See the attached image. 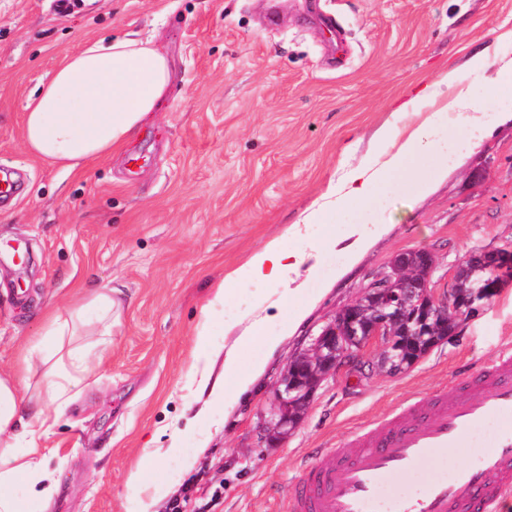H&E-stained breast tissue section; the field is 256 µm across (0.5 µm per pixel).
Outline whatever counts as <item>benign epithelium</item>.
Here are the masks:
<instances>
[{
    "label": "benign epithelium",
    "instance_id": "obj_1",
    "mask_svg": "<svg viewBox=\"0 0 512 512\" xmlns=\"http://www.w3.org/2000/svg\"><path fill=\"white\" fill-rule=\"evenodd\" d=\"M470 260L475 266L492 270L493 276L470 291L461 292L464 266L460 264L452 274L448 289L437 293L432 281L436 264L431 254L419 253L414 263L404 253L397 255L389 270L367 284L359 300L337 311L312 345L288 361L274 384L273 407L262 425L264 441L280 440L294 430L317 387L335 374L346 359L375 346L380 369L401 373L413 366L425 352H418L414 357L403 356L396 325L411 327V333L427 337L429 347L433 348L454 335L461 320L479 315L485 301L505 284L512 283L511 248L482 251ZM375 295L382 297V308L364 325L360 322L359 308ZM450 310L454 315L447 321L448 330L441 336H426L431 331V317L445 315Z\"/></svg>",
    "mask_w": 512,
    "mask_h": 512
}]
</instances>
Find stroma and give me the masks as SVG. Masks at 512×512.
Listing matches in <instances>:
<instances>
[{
    "mask_svg": "<svg viewBox=\"0 0 512 512\" xmlns=\"http://www.w3.org/2000/svg\"><path fill=\"white\" fill-rule=\"evenodd\" d=\"M277 14L269 26L268 14ZM332 18L336 29L323 21ZM137 32L167 56L172 83L160 112L119 153L69 174L23 141L28 101L87 40ZM498 45L512 57V0H0V170L13 173L0 202V374L14 373L43 333L46 305L80 290L119 289L123 306L105 363L86 381L48 441L60 489L44 512H138L127 488L135 468L165 485L149 512H287L318 449L333 448L404 403L512 347V285L479 316L406 371L389 375L358 356L325 379L302 422L275 444L261 439L273 386L288 360L336 310L353 303L401 253L436 259L446 287L472 254L512 247V121L495 125L448 165L425 194L393 192L385 233L357 261L323 258L305 283L314 302L276 351L280 319L241 353L265 371L232 410L187 386L194 329L223 273L242 264L373 146L390 102L410 85L459 68ZM266 284L236 285L212 315L224 352L248 325ZM185 427L189 464L163 456ZM158 456L146 460L145 454ZM473 449L424 460L400 489L423 486L470 461Z\"/></svg>",
    "mask_w": 512,
    "mask_h": 512,
    "instance_id": "stroma-1",
    "label": "stroma"
}]
</instances>
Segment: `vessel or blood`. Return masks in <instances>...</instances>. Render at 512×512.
<instances>
[{
    "instance_id": "vessel-or-blood-1",
    "label": "vessel or blood",
    "mask_w": 512,
    "mask_h": 512,
    "mask_svg": "<svg viewBox=\"0 0 512 512\" xmlns=\"http://www.w3.org/2000/svg\"><path fill=\"white\" fill-rule=\"evenodd\" d=\"M476 449L467 465L413 495L393 491L395 477L414 472L449 449ZM512 495V349L477 374L432 398L398 410L310 464L290 512H497Z\"/></svg>"
}]
</instances>
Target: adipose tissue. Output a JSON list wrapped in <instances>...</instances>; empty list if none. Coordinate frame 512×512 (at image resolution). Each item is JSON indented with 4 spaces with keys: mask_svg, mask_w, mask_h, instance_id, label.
Instances as JSON below:
<instances>
[{
    "mask_svg": "<svg viewBox=\"0 0 512 512\" xmlns=\"http://www.w3.org/2000/svg\"><path fill=\"white\" fill-rule=\"evenodd\" d=\"M506 76L512 77V58L483 50L469 57L464 70L440 72L393 101L391 119L375 133L377 149L330 180L280 236L223 276L213 290L212 305L223 304L233 285L269 284L268 293L254 298L249 317L256 329L293 306L290 320L268 344L276 350L305 316L304 308L293 305L301 292L299 275L317 277L323 255L336 247V236L327 229L329 218L361 208L362 217L345 232L351 256H359L389 221L383 207L386 194L406 183L427 190L433 173L447 169L450 159L472 151L489 134L488 115L477 108L470 85L476 80L493 86ZM170 83L168 60L152 39L126 33L87 41L28 103L24 143L43 162L81 172L135 139ZM121 307L113 289L103 288L78 297L67 312L46 308L45 338L28 341L16 374L0 375V512H28L29 504L48 505L57 494L58 481L45 467V442L90 372L92 359L105 357L101 351L93 355L66 345L65 339L94 327L100 335H111ZM194 336L190 385L207 393L210 402L234 408L263 373V364L247 372L239 368V348L248 341L239 336L224 354V370L235 376L236 385L225 387L223 378L213 375L210 321L200 322ZM37 361L50 370L43 398L33 402L23 395L20 377Z\"/></svg>",
    "mask_w": 512,
    "mask_h": 512,
    "instance_id": "adipose-tissue-1",
    "label": "adipose tissue"
}]
</instances>
